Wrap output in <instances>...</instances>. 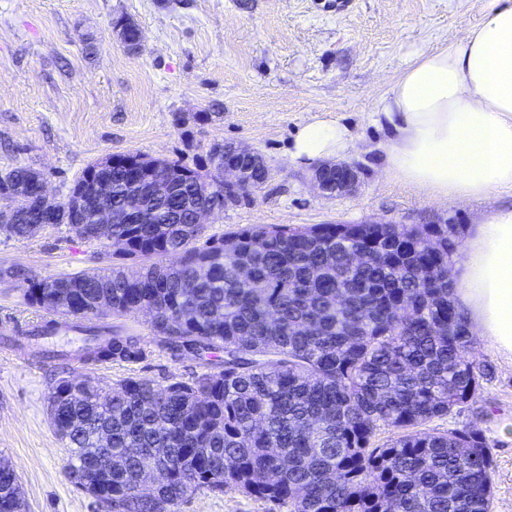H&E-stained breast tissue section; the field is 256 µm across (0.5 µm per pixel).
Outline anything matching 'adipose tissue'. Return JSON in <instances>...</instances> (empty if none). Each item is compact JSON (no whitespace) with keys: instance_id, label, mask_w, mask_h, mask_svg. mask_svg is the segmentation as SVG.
<instances>
[{"instance_id":"ef3b65f1","label":"adipose tissue","mask_w":512,"mask_h":512,"mask_svg":"<svg viewBox=\"0 0 512 512\" xmlns=\"http://www.w3.org/2000/svg\"><path fill=\"white\" fill-rule=\"evenodd\" d=\"M372 118L391 130L388 172L430 197L512 189V0H496L448 45L416 53ZM351 145L344 125L314 114L292 156L312 163ZM457 294L473 331L512 360V208L473 226Z\"/></svg>"}]
</instances>
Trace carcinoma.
I'll return each mask as SVG.
<instances>
[{"instance_id":"1","label":"carcinoma","mask_w":512,"mask_h":512,"mask_svg":"<svg viewBox=\"0 0 512 512\" xmlns=\"http://www.w3.org/2000/svg\"><path fill=\"white\" fill-rule=\"evenodd\" d=\"M121 159L132 165L87 166L56 204L43 199L34 169L0 176V233L15 239L29 238L32 224H64L85 238L101 202L82 216L71 201L90 179L112 184V234L129 244L111 266L44 278L0 270L26 284L31 305L89 333L85 361L143 357L138 337L101 321L147 306L168 354L206 366L164 388L125 377L110 401L92 377L75 393L52 387L67 465L89 464L104 429L112 453L125 457L123 468L77 485L96 512H180L186 477L199 491L238 492L287 512H490L482 431L427 428L473 405L493 375L472 360L476 339L448 281L457 225L252 224L215 239L194 214L224 194L203 182L233 160L224 145L195 167L147 160L170 173L165 197L155 195L140 155ZM141 215L150 220L127 223ZM256 235L265 237L261 251L251 247ZM360 251L369 260L355 261ZM167 256L177 262L164 264ZM58 290L70 293L69 308L49 300ZM103 295L108 311L95 308ZM152 464L166 477L141 499L140 471ZM16 483L0 472V512H14L3 490L24 503Z\"/></svg>"}]
</instances>
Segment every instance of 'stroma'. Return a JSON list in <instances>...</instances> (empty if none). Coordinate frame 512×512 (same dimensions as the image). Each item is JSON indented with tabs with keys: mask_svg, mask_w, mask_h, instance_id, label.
Returning <instances> with one entry per match:
<instances>
[{
	"mask_svg": "<svg viewBox=\"0 0 512 512\" xmlns=\"http://www.w3.org/2000/svg\"><path fill=\"white\" fill-rule=\"evenodd\" d=\"M492 0H0V175L18 166L42 173L50 193L67 199L91 163L113 154L195 165L223 143L251 146L272 175L255 194L214 213L206 233L221 237L251 224H456L462 237L512 207V191L439 200L386 169L390 132L370 119L375 101L413 55L447 45L480 24ZM142 31L139 50L122 47L117 25ZM314 113L338 120L354 139L344 155L357 167L354 192L314 189L312 165L290 154ZM105 245L48 225L24 240L0 235V268L41 277L109 266ZM24 286L0 279V461L21 483L26 512H94L68 480L69 450L48 415L59 372L93 376L104 391L138 376L157 387L204 369L172 359L147 319L121 318L139 336L144 358L65 364L39 349H15L43 320ZM477 365L494 369L475 408L434 420L437 430L478 425L493 459V512H512V360L484 340ZM485 419H477V410ZM182 512H271L236 492L192 495Z\"/></svg>",
	"mask_w": 512,
	"mask_h": 512,
	"instance_id": "1",
	"label": "stroma"
}]
</instances>
